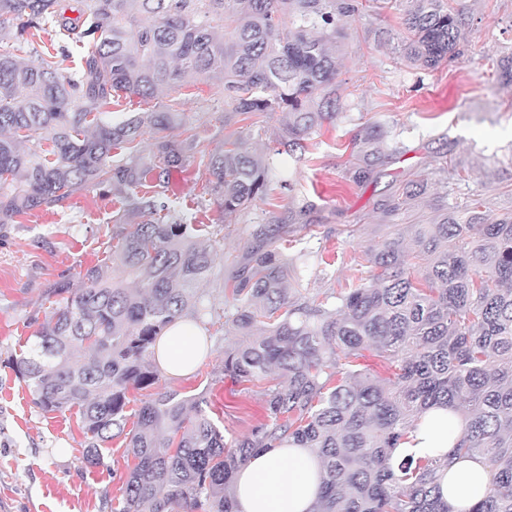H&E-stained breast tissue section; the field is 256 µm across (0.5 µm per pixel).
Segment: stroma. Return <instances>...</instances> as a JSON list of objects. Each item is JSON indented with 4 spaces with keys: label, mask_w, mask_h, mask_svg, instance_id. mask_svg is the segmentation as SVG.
<instances>
[{
    "label": "stroma",
    "mask_w": 512,
    "mask_h": 512,
    "mask_svg": "<svg viewBox=\"0 0 512 512\" xmlns=\"http://www.w3.org/2000/svg\"><path fill=\"white\" fill-rule=\"evenodd\" d=\"M459 2L466 22L461 56L423 70L399 63L391 39L410 0H356L358 10L336 53L335 124L306 141L301 160L278 155L280 165L294 172L291 186L275 187L233 215L208 192L202 154L236 138L264 153L284 127L285 113L233 112L215 85L194 78L164 89L156 102L134 96L109 113L119 123L128 113L171 104L184 114L178 139L198 138L197 150L170 172L164 191L182 205L185 218L207 224L216 243L214 271L197 288L210 310L203 318L209 350L200 370L161 383L186 396L204 395L225 442L249 436L267 420L263 384L237 383L224 373V352L238 340L224 322L230 312L225 290L255 225L287 223L289 213L307 207L310 229L277 247L297 266L290 294L321 298L366 277L357 257L390 235L375 204L407 182L427 179L428 191L401 217L404 225L416 223L438 200L462 207L478 199L492 217L512 212V87L501 85L492 67L494 58L512 53V0ZM374 126L385 133L382 153L372 177L360 181L352 138ZM116 211L111 198L88 187L64 206L0 226V502L9 512H114L120 479L133 464L115 439L103 451L102 466H85L76 420L44 416L12 368L30 322L51 314V285L78 280L112 246Z\"/></svg>",
    "instance_id": "35a3bbf8"
}]
</instances>
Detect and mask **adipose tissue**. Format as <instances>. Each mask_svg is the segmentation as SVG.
I'll list each match as a JSON object with an SVG mask.
<instances>
[{"label":"adipose tissue","instance_id":"adipose-tissue-1","mask_svg":"<svg viewBox=\"0 0 512 512\" xmlns=\"http://www.w3.org/2000/svg\"><path fill=\"white\" fill-rule=\"evenodd\" d=\"M206 353L202 330L181 317L172 323L155 347V360L164 374H191ZM447 408L430 409L395 451L396 456L441 457L448 453L458 434L448 425ZM322 468L309 448L282 444L251 456L236 475L238 512H311L318 497ZM489 480L483 462L462 460L440 478V491L457 512H468Z\"/></svg>","mask_w":512,"mask_h":512}]
</instances>
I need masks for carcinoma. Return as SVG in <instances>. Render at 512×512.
I'll return each instance as SVG.
<instances>
[{
	"instance_id": "carcinoma-1",
	"label": "carcinoma",
	"mask_w": 512,
	"mask_h": 512,
	"mask_svg": "<svg viewBox=\"0 0 512 512\" xmlns=\"http://www.w3.org/2000/svg\"><path fill=\"white\" fill-rule=\"evenodd\" d=\"M355 10L350 0H0V33L15 42L0 48V224L85 187L124 206L116 249L79 283H55L52 316L31 322L13 361L42 412L76 411L87 466L124 439L134 464L121 478L119 512H237L236 472L283 442L318 449L324 478L312 512H456L440 474L474 458L490 479L469 512H512V213L490 220L478 201L464 221L438 203L426 222L407 225V237L363 252L370 275L333 305L287 296L290 267L273 244L307 228L301 214L257 225L230 278L226 323L242 339L224 351V374L265 382L267 422L228 444L202 401L166 388L139 400L127 428L129 394L161 382L158 339L188 308L202 314L195 286L216 250L156 191L195 144L168 135L183 127L182 113L165 105L113 125L102 115L123 95L151 99L190 76L222 88L235 112L287 113L277 143L301 150L338 118L328 44L346 37L338 22ZM460 24L447 0H412L397 34L400 59L438 68L458 54ZM43 34L50 46L38 48ZM73 46L88 48L80 76L56 62ZM147 128L159 137L145 158L136 140ZM383 138L375 128L363 140L357 179L373 172ZM204 165L226 215L281 177L274 157L241 142ZM417 194L406 186L377 208L395 216ZM134 216L143 222L125 228ZM367 352L390 376L360 363ZM434 406L461 423L448 454L394 457Z\"/></svg>"
}]
</instances>
